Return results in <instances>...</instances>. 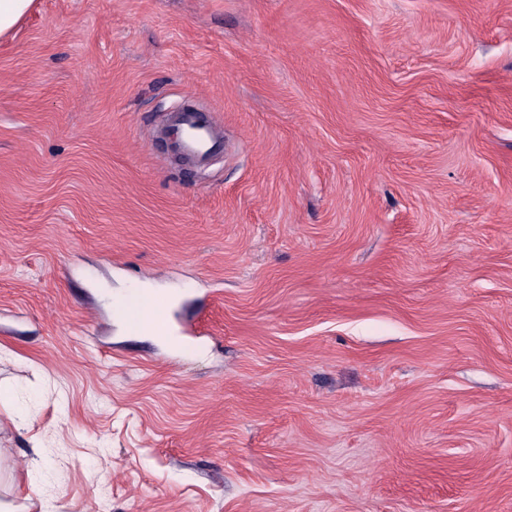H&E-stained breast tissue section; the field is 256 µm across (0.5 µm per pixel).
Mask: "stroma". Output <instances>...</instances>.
I'll return each mask as SVG.
<instances>
[{
    "label": "stroma",
    "mask_w": 512,
    "mask_h": 512,
    "mask_svg": "<svg viewBox=\"0 0 512 512\" xmlns=\"http://www.w3.org/2000/svg\"><path fill=\"white\" fill-rule=\"evenodd\" d=\"M0 390L15 512H512V0H35ZM169 131H174L175 153L188 161L203 162L223 145V129L208 110L180 104L169 111Z\"/></svg>",
    "instance_id": "35a3bbf8"
}]
</instances>
